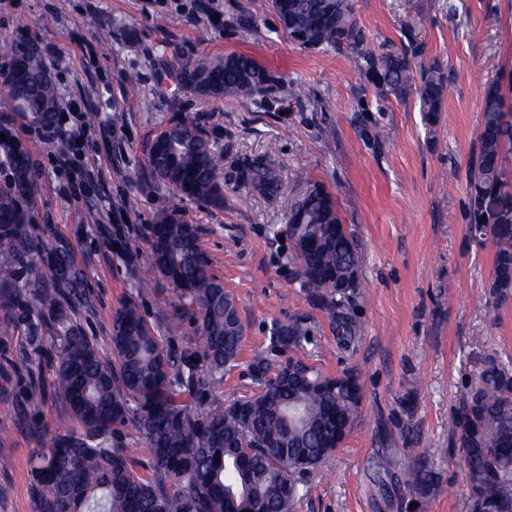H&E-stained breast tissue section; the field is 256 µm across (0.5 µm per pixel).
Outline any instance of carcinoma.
Wrapping results in <instances>:
<instances>
[{"label":"carcinoma","instance_id":"cac0c4a2","mask_svg":"<svg viewBox=\"0 0 512 512\" xmlns=\"http://www.w3.org/2000/svg\"><path fill=\"white\" fill-rule=\"evenodd\" d=\"M288 37L308 47L349 50L364 62L379 95L404 100L413 95L424 119L433 123L442 111L447 76L440 63L423 69L415 85L407 54L370 46L352 0H271ZM179 84L200 96L234 98L262 90L273 76L252 57L229 54L201 58L177 72ZM13 110L42 123L53 114L52 82L35 81L24 97L6 84ZM147 172L171 195L152 224L151 263L147 272L180 283L169 314L170 331L183 323L197 336L179 351L167 350L149 329L138 306L127 301L114 312L112 353L102 356L81 335L64 310L56 288H27V306L48 318L55 346L51 388L80 423L49 429L29 420V433L49 437L30 464L37 512H290L288 481L305 475L289 468L308 457L317 470L336 451V434H347L362 402L360 377L344 379L310 366L303 376L282 380L270 371V356L310 342L299 321L275 322L265 348L250 359L258 392L224 401V375L240 360L244 332L234 298L212 273V261L198 233L187 231L179 204L186 200L214 207L224 203L218 171L222 157L189 121H178L145 150ZM512 158V109L501 85L483 86V109L467 186L471 223L480 224V201L507 194L506 163ZM238 182L262 196L279 195L284 183L267 155L244 159ZM288 212V237L294 246L300 285L307 298L331 316H342L354 292L340 284L358 266L353 236L340 219L333 197L308 175ZM495 247L489 295L512 292V225L491 230ZM42 244L25 227L14 193L0 192V271L39 254ZM40 372L30 370L24 408L45 399ZM134 429L147 454L137 458L126 443ZM458 452L467 471L470 512H512V372L495 357L484 360L479 386L462 401L454 419ZM413 496L427 498L439 486L438 475L423 461L404 470Z\"/></svg>","mask_w":512,"mask_h":512}]
</instances>
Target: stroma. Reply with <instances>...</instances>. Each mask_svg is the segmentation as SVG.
Masks as SVG:
<instances>
[{
	"instance_id": "35a3bbf8",
	"label": "stroma",
	"mask_w": 512,
	"mask_h": 512,
	"mask_svg": "<svg viewBox=\"0 0 512 512\" xmlns=\"http://www.w3.org/2000/svg\"><path fill=\"white\" fill-rule=\"evenodd\" d=\"M0 0V78L11 45L56 47L45 62L59 98L90 101L84 150L97 157L104 186L74 188L48 174V148L0 93V134L19 140L33 175L16 202L52 254L68 256L55 281L73 323L104 357L112 317L134 300L154 333L174 349L195 336L186 323L169 338L172 285L140 277L151 262V228L162 193L146 176L145 147L170 123L189 120L223 156L224 206L196 201L182 214L200 230L212 271L234 297L244 327L241 359L224 378L231 401L256 392L248 361L272 322L301 320L311 344L296 356L329 374L356 372L358 418L328 464L307 475L293 512H468L454 417L479 383L485 357L512 367V297L488 290L495 248L471 230L467 176L482 120V86L501 83L512 100V0H353L373 43L407 51L413 67L440 62L448 91L436 124L415 98L380 97L362 61L310 49L287 37L272 9L254 0ZM241 53L275 78L267 93L203 99L184 90L181 62ZM384 137H377V130ZM268 155L286 184L278 197L248 193L233 176L245 156ZM330 193L358 244L361 283L343 318L310 303L284 230L296 173ZM114 204L100 223L101 194ZM132 198L133 208H121ZM43 319L17 301L0 307V512H36L30 458L43 442L25 423L72 419L55 395L31 413L22 398L31 339ZM423 460L438 492L416 508L402 473Z\"/></svg>"
}]
</instances>
